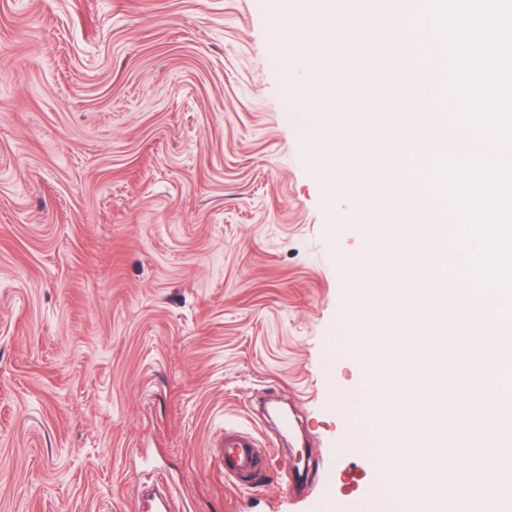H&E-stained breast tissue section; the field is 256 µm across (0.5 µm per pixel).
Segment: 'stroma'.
Instances as JSON below:
<instances>
[{
  "instance_id": "35a3bbf8",
  "label": "stroma",
  "mask_w": 512,
  "mask_h": 512,
  "mask_svg": "<svg viewBox=\"0 0 512 512\" xmlns=\"http://www.w3.org/2000/svg\"><path fill=\"white\" fill-rule=\"evenodd\" d=\"M270 0H0V512H357L343 258ZM228 427L275 442L242 494ZM311 487L285 494L294 468Z\"/></svg>"
}]
</instances>
